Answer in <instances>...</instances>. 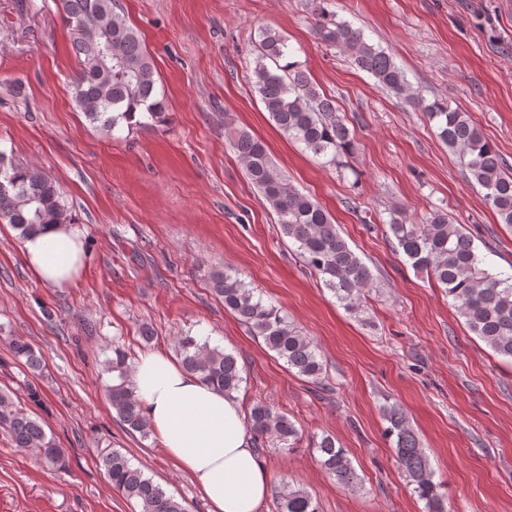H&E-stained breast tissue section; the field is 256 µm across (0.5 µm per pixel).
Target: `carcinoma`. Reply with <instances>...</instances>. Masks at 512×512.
<instances>
[{
	"instance_id": "obj_1",
	"label": "carcinoma",
	"mask_w": 512,
	"mask_h": 512,
	"mask_svg": "<svg viewBox=\"0 0 512 512\" xmlns=\"http://www.w3.org/2000/svg\"><path fill=\"white\" fill-rule=\"evenodd\" d=\"M60 5L80 66L72 82L74 99L88 121L113 131L123 123L131 127L142 124L144 118L162 119L166 105L156 92L154 64L137 31L115 12L114 0H60ZM314 14L315 34L322 43L348 53L379 87L416 101L435 122L439 138L458 155L471 185L480 188L502 223L511 225L512 172L504 170L499 152L470 115L449 107L445 100L427 102L414 96L393 58L325 7V0L315 2ZM255 51L253 85L276 127L314 156L325 159V164H338L341 155L352 152L354 141L332 102L293 59L288 39L274 28H263ZM224 134L263 201L278 215L282 233L297 245L305 265L320 276L344 309L358 310L363 292L374 287L373 275L339 235L323 206L290 185L266 146L249 132L226 125ZM71 220L69 203L55 182L32 167L5 164L0 152L1 222L12 225L23 239L47 224ZM389 229L412 267L444 289L470 331L497 354L512 359V272L490 270L471 237L440 210L418 222L396 211ZM212 285L224 307L262 338L266 348L288 368L315 383L321 379L323 363L313 340L288 322L278 308L264 303L251 284L236 273L224 271L212 275ZM9 345L13 356L30 370L42 367L41 355L30 344L14 339ZM177 354L185 370L215 390L231 395L241 389L243 376L233 354L206 342L201 344L192 336L180 338ZM108 370L112 371L107 392L113 411L127 429L144 438L150 436L130 379L127 353L119 345L112 347ZM247 419L260 448L288 450L301 438L294 422L263 402L249 408ZM386 420L387 433L396 436V462L409 477L414 493L425 502V512H450L448 495L442 491L443 484L433 480L428 459L405 413L391 407ZM0 429L13 447L35 454L47 470L66 469V450L57 447L41 421L2 389ZM312 448L319 453L321 466L339 484L348 489L358 486V474L334 437L314 439ZM96 453L112 488L136 501L140 512H186L181 502L131 464L120 450L98 448ZM275 495L280 512H318L313 497L303 489L288 485Z\"/></svg>"
}]
</instances>
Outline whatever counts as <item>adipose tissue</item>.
Segmentation results:
<instances>
[{
	"mask_svg": "<svg viewBox=\"0 0 512 512\" xmlns=\"http://www.w3.org/2000/svg\"><path fill=\"white\" fill-rule=\"evenodd\" d=\"M21 252L41 282L58 288L75 281L86 256L84 236L71 224L47 225L23 239ZM131 381L150 428L192 476L208 512H259L270 478L237 397L155 352L138 357Z\"/></svg>",
	"mask_w": 512,
	"mask_h": 512,
	"instance_id": "ef3b65f1",
	"label": "adipose tissue"
}]
</instances>
